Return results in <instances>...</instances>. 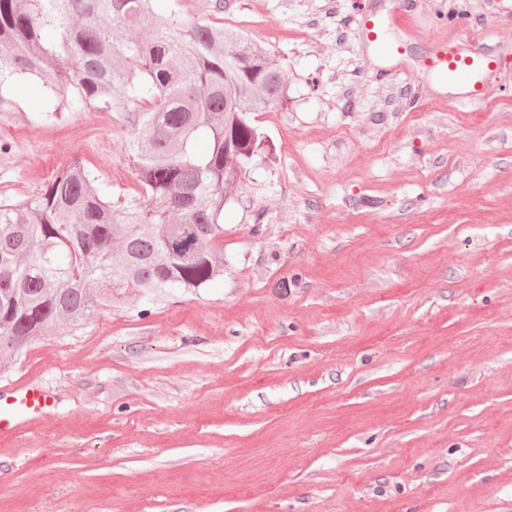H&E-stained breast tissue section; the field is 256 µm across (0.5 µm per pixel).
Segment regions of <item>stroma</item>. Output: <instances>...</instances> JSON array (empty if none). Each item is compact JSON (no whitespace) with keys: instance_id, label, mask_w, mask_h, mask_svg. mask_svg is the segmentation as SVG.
Masks as SVG:
<instances>
[{"instance_id":"1","label":"stroma","mask_w":512,"mask_h":512,"mask_svg":"<svg viewBox=\"0 0 512 512\" xmlns=\"http://www.w3.org/2000/svg\"><path fill=\"white\" fill-rule=\"evenodd\" d=\"M285 67L275 156L224 211V278L0 363L54 408L0 438V512H512V68L481 107L423 66L512 45L497 0H179ZM410 33L386 27L397 9ZM380 20L373 52L357 20ZM0 119V198L81 159L142 190L105 112Z\"/></svg>"}]
</instances>
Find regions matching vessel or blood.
Wrapping results in <instances>:
<instances>
[{
  "label": "vessel or blood",
  "instance_id": "b4317fda",
  "mask_svg": "<svg viewBox=\"0 0 512 512\" xmlns=\"http://www.w3.org/2000/svg\"><path fill=\"white\" fill-rule=\"evenodd\" d=\"M512 52L476 39L449 38L429 59V70L438 73L448 85L462 86L458 101L480 106L488 99L491 81L508 62ZM52 408L51 400L39 386L26 385L0 391V435L21 424L40 419Z\"/></svg>",
  "mask_w": 512,
  "mask_h": 512
}]
</instances>
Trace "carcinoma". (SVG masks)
I'll return each instance as SVG.
<instances>
[{
  "label": "carcinoma",
  "instance_id": "1",
  "mask_svg": "<svg viewBox=\"0 0 512 512\" xmlns=\"http://www.w3.org/2000/svg\"><path fill=\"white\" fill-rule=\"evenodd\" d=\"M35 79V119L108 112L147 204L118 209L81 161L0 200V359L69 336L133 295L162 303L224 277V206L266 156L256 114L288 101L279 58L166 0H0V118Z\"/></svg>",
  "mask_w": 512,
  "mask_h": 512
}]
</instances>
